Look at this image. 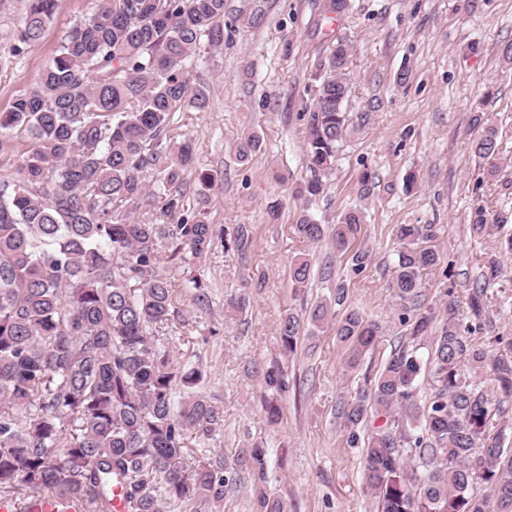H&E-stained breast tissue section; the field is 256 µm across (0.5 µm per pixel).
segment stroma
Listing matches in <instances>:
<instances>
[{"instance_id": "1", "label": "stroma", "mask_w": 512, "mask_h": 512, "mask_svg": "<svg viewBox=\"0 0 512 512\" xmlns=\"http://www.w3.org/2000/svg\"><path fill=\"white\" fill-rule=\"evenodd\" d=\"M95 8V0H57L38 43L14 56L25 0H0V111L33 85L65 35ZM256 8L263 13L257 24L251 21ZM224 20L223 50L201 46L190 76L192 85L208 87V107L175 112L167 133L176 141L192 138L198 147L184 174L187 206L217 228L241 224L250 235L246 253L225 248L219 238L194 267L176 258L161 266L179 316L156 338L179 364L201 370L197 394L224 411L211 439L187 437L185 462L192 467L257 445L268 451L265 489L283 512H377L363 476V449L350 436L366 435L385 417L369 412L354 429L338 408L410 342L392 289L399 225H440L434 245L451 261L452 275L425 272L420 302L440 310L451 298L462 314L484 252L512 235V64L501 52L512 41V0H348L332 20L325 0H227ZM340 37L353 47L347 110L368 121L341 144L325 192L306 204L295 190L310 177L307 87L318 59ZM483 126L498 132L492 161L472 149ZM247 132L260 145L244 159L239 143ZM366 171L373 185L365 195L360 178ZM411 174L417 182L410 188ZM274 199L282 203L275 220L266 210ZM481 206L506 225L478 239L468 226ZM353 208L363 213L355 242L372 251L371 264L357 276L330 240L312 245L295 231L302 213L331 225ZM301 254L312 273L298 288L290 264ZM500 257L504 274L486 287L488 321L470 335L477 344L512 336V253ZM258 276L262 287L250 288ZM194 277L199 287H192ZM340 283L345 307L379 324L375 347L355 351L329 323L305 326L295 352L285 351L281 318L333 301ZM243 292L250 295L246 309L227 311L229 299ZM256 364L282 372L287 390L252 377ZM271 404L279 409L273 423L266 412Z\"/></svg>"}]
</instances>
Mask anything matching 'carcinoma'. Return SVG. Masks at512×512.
<instances>
[{"instance_id":"1","label":"carcinoma","mask_w":512,"mask_h":512,"mask_svg":"<svg viewBox=\"0 0 512 512\" xmlns=\"http://www.w3.org/2000/svg\"><path fill=\"white\" fill-rule=\"evenodd\" d=\"M96 11L65 37L51 64L29 90L0 112V150L10 133L28 138L16 178L0 182V489L25 491L20 510L41 494L72 497L86 512L112 509V486L124 490L126 512H165L171 501L209 503L250 481L256 512H281L264 491L267 450L242 448L226 462L184 461L188 433L212 435L220 409L192 393L201 371L179 366L155 332L175 317L172 284L160 272L168 245L192 265L217 237L204 213L185 208L183 173L198 148L167 138L170 115L204 108V86L190 87L184 64L201 40L224 48L225 0H97ZM56 0H28L11 52L21 53L44 33ZM352 47L340 39L317 64L308 110L306 156L311 177L298 190L310 202L324 191L340 144L362 128L346 110ZM474 153L499 154L497 131L485 128ZM162 174L169 224L139 220L156 194L147 174ZM362 213H342L332 228L336 251L349 252L359 275L372 261L367 248L350 249ZM497 219L478 208L470 230L489 237ZM299 237L317 243L326 227L300 216ZM434 224H401L392 288L414 307L412 339L431 338L424 361L416 347L390 357L372 385L346 401L339 414L357 427L373 407L389 418L364 440L363 471L378 512H512V339L498 350L469 340L454 301L442 312L417 303L422 275L443 263L428 242ZM243 226L224 233V247L245 252ZM496 252L483 257L468 309L485 312V286L499 279ZM290 279H310L305 258ZM329 321L336 336L358 349L375 345L377 323L326 302L307 317L286 314L279 335L288 351L301 322ZM493 378L488 392L480 375ZM430 378L418 405L417 382ZM186 397L175 401L173 388ZM499 421H493L494 417Z\"/></svg>"}]
</instances>
